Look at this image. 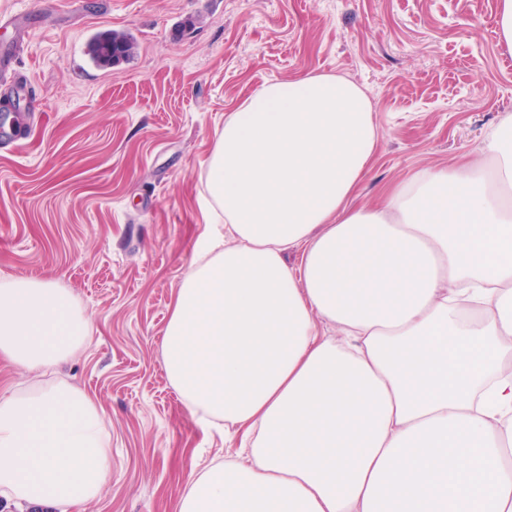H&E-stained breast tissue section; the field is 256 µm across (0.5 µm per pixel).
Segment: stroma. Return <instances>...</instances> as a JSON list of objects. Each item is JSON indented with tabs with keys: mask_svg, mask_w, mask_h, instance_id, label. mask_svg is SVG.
Listing matches in <instances>:
<instances>
[{
	"mask_svg": "<svg viewBox=\"0 0 512 512\" xmlns=\"http://www.w3.org/2000/svg\"><path fill=\"white\" fill-rule=\"evenodd\" d=\"M499 0H0L27 43L0 76V275L50 280L91 316L57 370L96 400L112 479L85 512H176L191 473L238 440L201 431L162 340L206 229L208 161L258 88L307 73L360 85L375 157L353 204L450 166L512 117ZM131 32L101 68L90 39Z\"/></svg>",
	"mask_w": 512,
	"mask_h": 512,
	"instance_id": "1",
	"label": "stroma"
}]
</instances>
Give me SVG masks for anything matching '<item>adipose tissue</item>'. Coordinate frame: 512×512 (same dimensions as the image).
Returning <instances> with one entry per match:
<instances>
[{"mask_svg": "<svg viewBox=\"0 0 512 512\" xmlns=\"http://www.w3.org/2000/svg\"><path fill=\"white\" fill-rule=\"evenodd\" d=\"M378 139L354 82L265 83L224 122L209 223L165 367L196 424L242 438L178 512H512V117L476 154L351 200ZM299 254L289 266L287 253ZM91 320L0 276V512H80L112 478L96 401L49 370Z\"/></svg>", "mask_w": 512, "mask_h": 512, "instance_id": "1", "label": "adipose tissue"}]
</instances>
